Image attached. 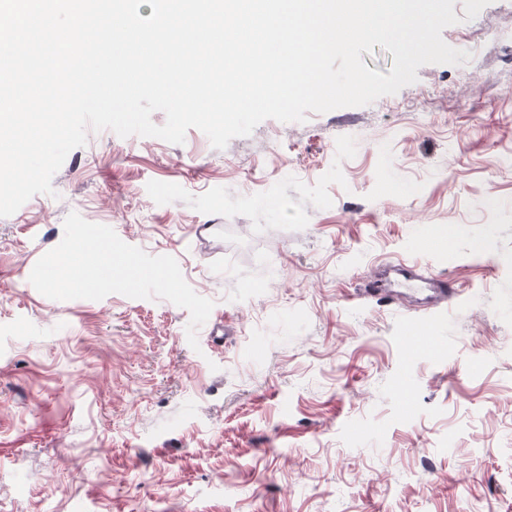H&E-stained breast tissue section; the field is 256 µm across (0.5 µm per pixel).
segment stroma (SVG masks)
Wrapping results in <instances>:
<instances>
[{
    "label": "stroma",
    "instance_id": "35a3bbf8",
    "mask_svg": "<svg viewBox=\"0 0 512 512\" xmlns=\"http://www.w3.org/2000/svg\"><path fill=\"white\" fill-rule=\"evenodd\" d=\"M454 12L465 64L222 150L92 131L0 218V512H512V0ZM403 260L459 298H360Z\"/></svg>",
    "mask_w": 512,
    "mask_h": 512
}]
</instances>
